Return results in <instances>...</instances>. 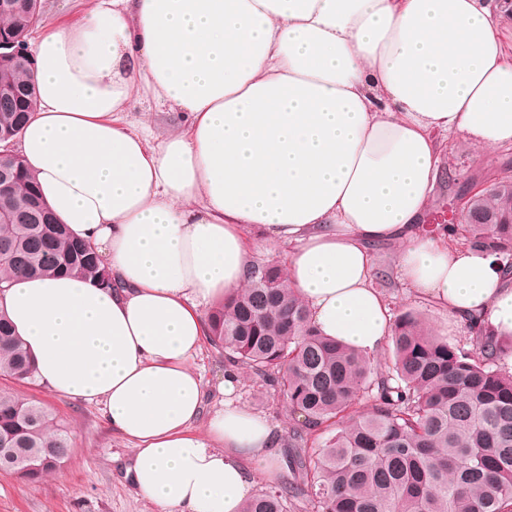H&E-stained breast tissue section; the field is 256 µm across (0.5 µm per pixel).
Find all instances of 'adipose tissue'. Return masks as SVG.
<instances>
[{
  "label": "adipose tissue",
  "instance_id": "ef3b65f1",
  "mask_svg": "<svg viewBox=\"0 0 512 512\" xmlns=\"http://www.w3.org/2000/svg\"><path fill=\"white\" fill-rule=\"evenodd\" d=\"M504 0H91L33 46L16 153L115 282L19 276L0 310L55 394L101 404L157 512H242L281 467L273 426L236 404L196 431L210 310L256 244L324 336L375 353L392 331L370 246L457 322L512 335L497 258L419 230L450 136L512 148ZM143 118H133V111ZM177 116L155 135L149 113ZM261 229L255 242L252 229Z\"/></svg>",
  "mask_w": 512,
  "mask_h": 512
}]
</instances>
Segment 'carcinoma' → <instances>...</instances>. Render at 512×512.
<instances>
[{"mask_svg":"<svg viewBox=\"0 0 512 512\" xmlns=\"http://www.w3.org/2000/svg\"><path fill=\"white\" fill-rule=\"evenodd\" d=\"M6 33L29 40L42 19L41 0H14ZM33 62L0 71L20 110L0 102V135L23 127L35 101ZM10 208L0 225V292L17 274L76 273L110 287L99 256L71 239L39 195L22 162L12 163ZM442 230L484 249L512 275V178L490 181L467 201L458 224ZM467 336H440L421 314L393 321L388 371L374 358L319 334L308 306L286 283L283 265L257 259L247 288L210 316L208 338L232 367L246 368L261 389L285 400L294 418L290 478L255 495L243 512H512V340L480 316ZM0 376L36 384L29 351L0 313ZM326 433L315 450L308 437ZM0 470L39 482L68 461L66 424L45 404L0 388Z\"/></svg>","mask_w":512,"mask_h":512,"instance_id":"obj_1","label":"carcinoma"}]
</instances>
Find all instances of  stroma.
Returning <instances> with one entry per match:
<instances>
[{"label": "stroma", "mask_w": 512, "mask_h": 512, "mask_svg": "<svg viewBox=\"0 0 512 512\" xmlns=\"http://www.w3.org/2000/svg\"><path fill=\"white\" fill-rule=\"evenodd\" d=\"M512 150L489 157L463 142H456L441 161L444 173L465 181L476 173H493ZM376 266L388 273L384 295L392 314L413 309L438 330L462 336L464 324L449 323L435 305L406 288L398 269V248L393 244L373 248ZM195 365L203 376L207 398L198 429H205L209 417L224 399L227 374L223 357L204 344ZM234 397L244 407L264 416L275 427L279 452H286L293 421L283 400L261 394L246 369H239ZM31 395L53 408L71 430L72 452L57 473L31 484L15 475L0 472V512H155L154 506L133 487L125 470L132 458L131 444L114 433L99 404L78 402L53 394L47 386L31 388Z\"/></svg>", "instance_id": "obj_1"}]
</instances>
